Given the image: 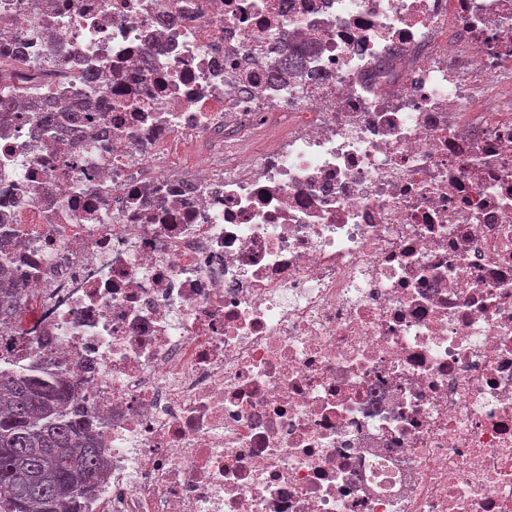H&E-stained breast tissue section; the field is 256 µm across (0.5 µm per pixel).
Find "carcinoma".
Instances as JSON below:
<instances>
[{"label": "carcinoma", "instance_id": "cac0c4a2", "mask_svg": "<svg viewBox=\"0 0 512 512\" xmlns=\"http://www.w3.org/2000/svg\"><path fill=\"white\" fill-rule=\"evenodd\" d=\"M0 81V113L15 105ZM93 104L68 114L69 130L90 120ZM20 281L0 277V318L18 319ZM105 472L97 433L59 377L0 371V512H81L80 499Z\"/></svg>", "mask_w": 512, "mask_h": 512}]
</instances>
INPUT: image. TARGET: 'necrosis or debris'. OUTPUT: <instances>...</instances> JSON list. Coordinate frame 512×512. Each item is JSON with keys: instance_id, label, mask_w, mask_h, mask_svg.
<instances>
[{"instance_id": "necrosis-or-debris-1", "label": "necrosis or debris", "mask_w": 512, "mask_h": 512, "mask_svg": "<svg viewBox=\"0 0 512 512\" xmlns=\"http://www.w3.org/2000/svg\"><path fill=\"white\" fill-rule=\"evenodd\" d=\"M47 2L0 0V365L96 424L85 512H512V0ZM93 104L89 101H81L80 106L75 109H72L68 114L69 123L66 126H58V116L57 113L54 112L51 108L47 107L42 109L40 122L44 127L52 128V129H65V130H74L71 127H78L80 123H85L90 120V114L93 112ZM216 152L215 143L201 139L178 154L175 161L188 166L206 165L208 158ZM24 285L20 281L0 277V318L19 319L23 305Z\"/></svg>"}]
</instances>
